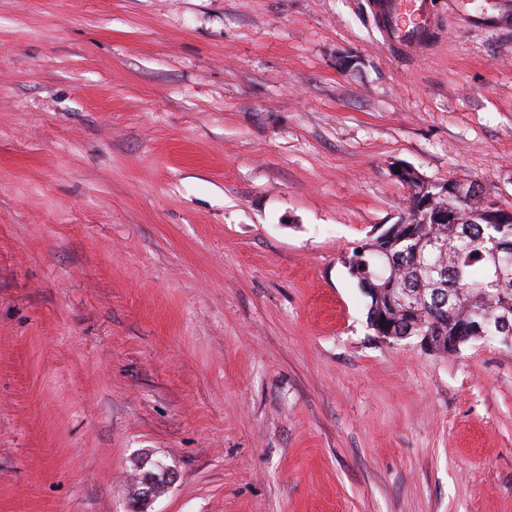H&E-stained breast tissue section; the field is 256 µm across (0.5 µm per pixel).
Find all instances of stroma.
I'll return each mask as SVG.
<instances>
[{"label": "stroma", "instance_id": "1", "mask_svg": "<svg viewBox=\"0 0 512 512\" xmlns=\"http://www.w3.org/2000/svg\"><path fill=\"white\" fill-rule=\"evenodd\" d=\"M0 0V512H512V348L387 343L408 190L512 208V0ZM379 5L388 28L400 49L425 45L433 28V19L425 8L428 0H381ZM143 461L138 466L142 473L131 492L133 512H152L150 509L157 494L175 480V472L171 468L157 463L160 468L155 469L147 467V460Z\"/></svg>", "mask_w": 512, "mask_h": 512}]
</instances>
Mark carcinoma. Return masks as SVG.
Here are the masks:
<instances>
[{
  "mask_svg": "<svg viewBox=\"0 0 512 512\" xmlns=\"http://www.w3.org/2000/svg\"><path fill=\"white\" fill-rule=\"evenodd\" d=\"M404 183L409 196L429 206L409 213L390 237L364 240L345 259L359 288L371 281L367 318L383 313L385 328L422 321L432 335L453 339L451 354L484 338L512 347V329L496 326V312H512V276L500 279L494 262L496 252L512 257V220L486 219L478 204L443 194L416 174ZM466 211V220L448 223V214Z\"/></svg>",
  "mask_w": 512,
  "mask_h": 512,
  "instance_id": "1",
  "label": "carcinoma"
}]
</instances>
